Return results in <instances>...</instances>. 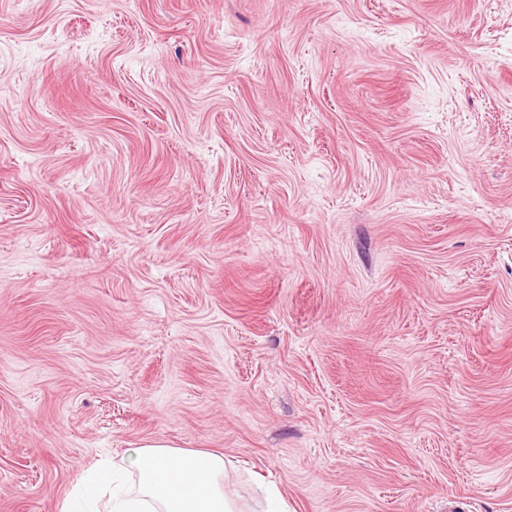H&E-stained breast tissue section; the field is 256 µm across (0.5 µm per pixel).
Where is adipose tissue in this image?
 <instances>
[{"label": "adipose tissue", "mask_w": 512, "mask_h": 512, "mask_svg": "<svg viewBox=\"0 0 512 512\" xmlns=\"http://www.w3.org/2000/svg\"><path fill=\"white\" fill-rule=\"evenodd\" d=\"M225 470L221 453L156 441L89 468L60 512H238Z\"/></svg>", "instance_id": "1"}]
</instances>
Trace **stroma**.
I'll list each match as a JSON object with an SVG mask.
<instances>
[{"instance_id": "35a3bbf8", "label": "stroma", "mask_w": 512, "mask_h": 512, "mask_svg": "<svg viewBox=\"0 0 512 512\" xmlns=\"http://www.w3.org/2000/svg\"><path fill=\"white\" fill-rule=\"evenodd\" d=\"M159 440L512 512V0H0V512Z\"/></svg>"}]
</instances>
